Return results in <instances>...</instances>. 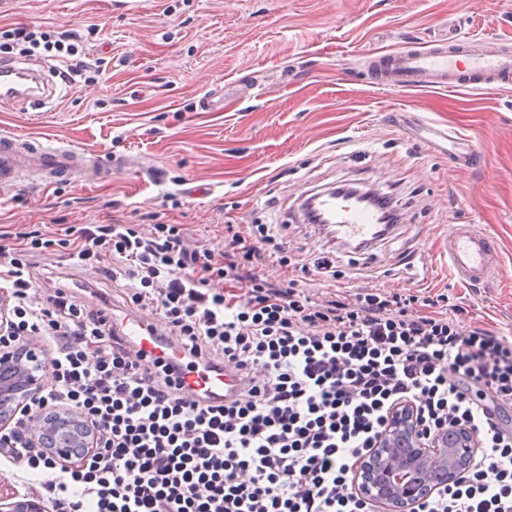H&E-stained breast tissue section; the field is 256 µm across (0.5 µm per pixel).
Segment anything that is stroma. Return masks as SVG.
Returning a JSON list of instances; mask_svg holds the SVG:
<instances>
[{
	"instance_id": "1",
	"label": "stroma",
	"mask_w": 512,
	"mask_h": 512,
	"mask_svg": "<svg viewBox=\"0 0 512 512\" xmlns=\"http://www.w3.org/2000/svg\"><path fill=\"white\" fill-rule=\"evenodd\" d=\"M22 24L64 27L85 46L89 25L110 65L90 83L60 74L71 58L26 64L61 92L0 109V131L102 154L98 179L0 193V232L51 234L106 216L183 225L190 243L228 224L283 222L299 190L344 180L393 193L406 220L371 259L341 254L344 278L310 293L361 286L444 293L471 321L512 336V85L418 95L372 84L381 47L448 33L512 42V0H11L0 44ZM223 88L224 109L202 99ZM476 138L470 167L429 147L431 130ZM467 224L497 247L491 278L469 285L448 267V234ZM425 263L407 267L402 253Z\"/></svg>"
}]
</instances>
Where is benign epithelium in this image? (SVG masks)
I'll return each mask as SVG.
<instances>
[{
  "instance_id": "obj_1",
  "label": "benign epithelium",
  "mask_w": 512,
  "mask_h": 512,
  "mask_svg": "<svg viewBox=\"0 0 512 512\" xmlns=\"http://www.w3.org/2000/svg\"><path fill=\"white\" fill-rule=\"evenodd\" d=\"M13 329L10 300L0 290V433L38 440L52 457L67 460L90 447L92 432L73 409H59L46 419L30 415L28 404L45 390L50 365L39 344L11 340ZM478 448L470 430L417 434L414 410L408 407L391 416L376 448L359 462L360 491L387 512H408L457 482ZM0 512H49V508L39 495L27 494L12 502L0 495Z\"/></svg>"
}]
</instances>
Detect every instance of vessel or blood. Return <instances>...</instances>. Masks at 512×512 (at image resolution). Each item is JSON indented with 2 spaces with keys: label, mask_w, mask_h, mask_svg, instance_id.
Instances as JSON below:
<instances>
[{
  "label": "vessel or blood",
  "mask_w": 512,
  "mask_h": 512,
  "mask_svg": "<svg viewBox=\"0 0 512 512\" xmlns=\"http://www.w3.org/2000/svg\"><path fill=\"white\" fill-rule=\"evenodd\" d=\"M371 76L375 84L420 93L432 90L455 93L482 85H511L512 50L487 49L472 37L427 47L382 50L376 55ZM45 95V83L39 73L15 63L0 66V104H23ZM101 168L96 154L67 146L34 143L8 132L0 134L1 190L24 182L50 185L60 178ZM318 202L331 219L338 248L347 251L354 244L375 238L378 226L371 211L328 192L321 194ZM448 264L461 280L479 284L486 281L495 268L496 248L484 235L458 225L448 235ZM112 320L118 323L131 351L147 361L162 356V349L148 334V315L116 314ZM186 381L193 390H206L228 401L239 395V374L231 366H194Z\"/></svg>",
  "instance_id": "1"
}]
</instances>
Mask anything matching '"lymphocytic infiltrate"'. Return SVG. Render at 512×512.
Segmentation results:
<instances>
[{
	"label": "lymphocytic infiltrate",
	"mask_w": 512,
	"mask_h": 512,
	"mask_svg": "<svg viewBox=\"0 0 512 512\" xmlns=\"http://www.w3.org/2000/svg\"><path fill=\"white\" fill-rule=\"evenodd\" d=\"M68 30L14 28L0 61L37 48L74 56L70 75H103ZM63 242L130 303L159 320L187 358L242 371L232 404L195 396L181 367L144 364L112 327L106 305L34 275L41 236L0 245V288L18 339L53 347L33 412L78 410L96 435L89 454L58 461L34 443L0 439V457L42 475L55 512H375L355 481L392 411L412 405L422 432L464 426L479 448L457 485L414 512H512V339L448 314L445 294L363 288L312 300L310 273L341 276L334 260L292 256L274 224H228L197 248L182 225L142 233L112 220L70 224Z\"/></svg>",
	"instance_id": "lymphocytic-infiltrate-1"
}]
</instances>
